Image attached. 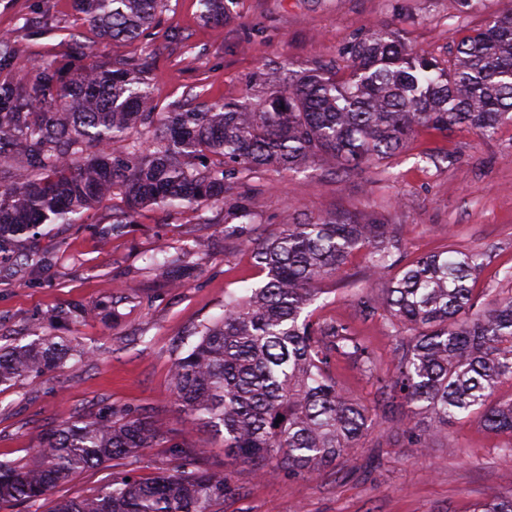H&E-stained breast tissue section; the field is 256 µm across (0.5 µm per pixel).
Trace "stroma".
Instances as JSON below:
<instances>
[{
    "mask_svg": "<svg viewBox=\"0 0 512 512\" xmlns=\"http://www.w3.org/2000/svg\"><path fill=\"white\" fill-rule=\"evenodd\" d=\"M233 19L216 29L203 21L198 0H165L148 33L104 42L89 33L72 0H0V39L13 51L0 82L28 84L44 63L67 69L72 38L83 35L87 62L148 61L147 82L159 111L259 98L264 78L284 67L302 71L344 63L356 34L400 30L407 47L441 58L490 17L512 12V0H480L459 15L455 0H232ZM256 198L258 232L279 230L287 214L322 217L370 213L395 224L407 255L455 245L484 253L476 291L512 290V123L490 140L466 128L424 129L383 162L350 174L322 168L302 173L268 170L245 184ZM120 198L100 203L74 224L55 225L41 245L49 269L0 281V346L43 334L72 336L93 348L46 376L0 387V461H34L43 435L71 417L107 408L147 411L170 445L201 469L231 478L224 512H469L487 493L512 492V436L484 428L479 415L450 423L426 448L403 438L411 409L383 402L371 379L349 360L333 372L341 390L360 399L377 419L374 431L336 467L312 475L257 474L224 453L223 440L189 430L175 402L170 370L192 343L189 330L224 311V296L244 294L263 278L245 247L228 240L232 202L203 203L169 214L145 209L124 236L102 240ZM206 254L191 256L194 274L169 288L146 269L142 255L176 252L194 239ZM364 259L354 255L333 291L310 305L313 321L349 324L371 350L379 373L397 364L386 315L360 320L355 294L367 291ZM94 307L95 319L58 323L57 310ZM169 445V447H170ZM166 448L145 450L136 462L113 460L76 474L56 494H96L112 477L133 471L149 479L172 467Z\"/></svg>",
    "mask_w": 512,
    "mask_h": 512,
    "instance_id": "stroma-1",
    "label": "stroma"
}]
</instances>
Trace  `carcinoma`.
Listing matches in <instances>:
<instances>
[{"mask_svg": "<svg viewBox=\"0 0 512 512\" xmlns=\"http://www.w3.org/2000/svg\"><path fill=\"white\" fill-rule=\"evenodd\" d=\"M229 2L199 0L202 19L224 25ZM163 4L74 0L106 42L139 37ZM347 53L342 78L334 64L274 71L256 102L168 112L156 110L144 63H91L68 77L42 66L26 86L0 83V280L46 265L39 241L49 226L71 224L118 195L123 208L99 226L103 239L125 235L142 209L179 213L235 200L243 179L258 171L300 173L318 164L347 174L395 156L420 127L465 125L491 139L512 121V13L464 37L448 61L410 51L393 30L361 33ZM234 217L241 224L232 235L265 279L245 296L225 297L223 315L195 327L197 341L174 361L175 399L189 428H210L224 454L260 472L273 461L282 472L311 474L359 447L372 417L341 391L330 365L348 359L372 377L374 361L347 325L313 322L305 311L323 293L319 284L362 251L372 278L399 268L383 293L362 292L353 303L364 320L384 311L394 329L396 371L376 381L380 394L404 399L421 416L403 436L426 448L439 428L476 410L488 430L512 436V397L489 404L512 380V293L487 288L477 307L470 282L483 253L448 246L408 260L396 225L362 213L290 215L265 236L255 235L250 206ZM204 247L196 241L161 259L147 254L146 269L177 288L190 255ZM95 316L83 306L56 314L64 322ZM92 354L71 336L0 347V387ZM163 444L142 413L67 420L46 433L36 462L0 461V502L40 512L73 475ZM229 490L224 473L182 463L149 481L127 472L48 512H224ZM470 512H512V493L490 494Z\"/></svg>", "mask_w": 512, "mask_h": 512, "instance_id": "cac0c4a2", "label": "carcinoma"}]
</instances>
